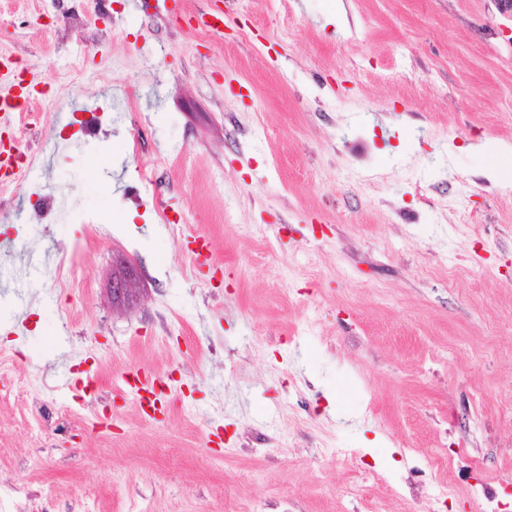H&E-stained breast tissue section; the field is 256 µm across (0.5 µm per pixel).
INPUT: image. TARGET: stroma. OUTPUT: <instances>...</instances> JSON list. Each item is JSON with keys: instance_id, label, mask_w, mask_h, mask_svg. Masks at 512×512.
<instances>
[{"instance_id": "obj_1", "label": "stroma", "mask_w": 512, "mask_h": 512, "mask_svg": "<svg viewBox=\"0 0 512 512\" xmlns=\"http://www.w3.org/2000/svg\"><path fill=\"white\" fill-rule=\"evenodd\" d=\"M213 7L222 34L187 29ZM0 56L34 86L0 195V354L28 391L0 398V482L39 512L504 495L512 181L472 147L512 146V0H0ZM92 106L111 131L73 134ZM33 186L58 208L27 233ZM130 370L166 382L156 417ZM460 439L447 486L428 461Z\"/></svg>"}]
</instances>
